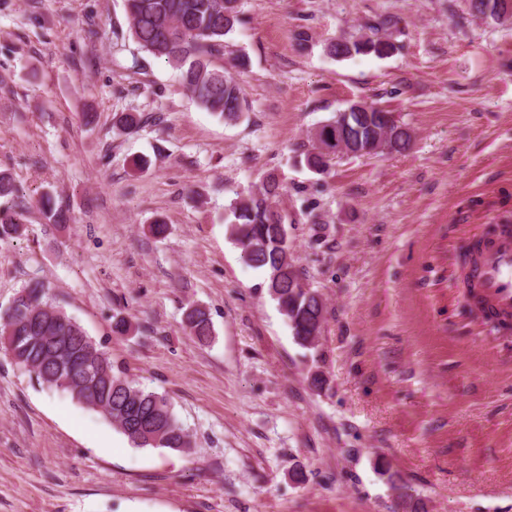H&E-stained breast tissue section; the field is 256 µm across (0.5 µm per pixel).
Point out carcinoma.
Instances as JSON below:
<instances>
[{
    "label": "carcinoma",
    "mask_w": 512,
    "mask_h": 512,
    "mask_svg": "<svg viewBox=\"0 0 512 512\" xmlns=\"http://www.w3.org/2000/svg\"><path fill=\"white\" fill-rule=\"evenodd\" d=\"M507 0H469L471 13L504 24L512 20ZM130 31L140 47L180 72L184 87L205 110L226 121L243 112V90L228 69L211 58L224 50V38L240 23V0H125ZM394 44L384 37L332 41L327 52L336 58L354 54L389 55ZM375 117L363 115L350 128L349 153L374 138ZM332 123L321 126L305 154L307 167L322 172L331 157L323 146L334 139ZM412 143L405 129L391 135L390 151L402 153ZM283 191L270 176L255 190L237 194L229 205L230 236L246 262L265 274L267 294L277 303L296 344L307 348L310 337L322 334L326 307L298 288L301 276L288 242V224L276 201ZM17 214L0 211V240L21 235ZM186 324L191 335L206 342L213 335L206 309L190 306ZM0 347L13 362L48 387L68 393L85 408L101 413L136 448H169L188 452L189 433L176 419L169 398L130 379L103 343L48 296L43 281L32 279L0 310Z\"/></svg>",
    "instance_id": "cac0c4a2"
}]
</instances>
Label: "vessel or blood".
<instances>
[{"label":"vessel or blood","mask_w":512,"mask_h":512,"mask_svg":"<svg viewBox=\"0 0 512 512\" xmlns=\"http://www.w3.org/2000/svg\"><path fill=\"white\" fill-rule=\"evenodd\" d=\"M478 314L512 316V226L497 225L491 241L475 256L471 268Z\"/></svg>","instance_id":"b4317fda"}]
</instances>
